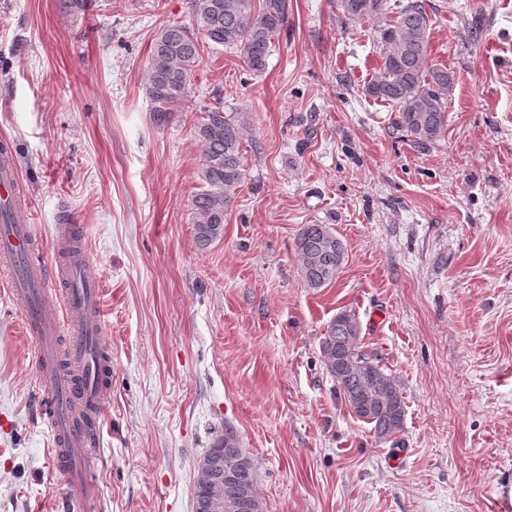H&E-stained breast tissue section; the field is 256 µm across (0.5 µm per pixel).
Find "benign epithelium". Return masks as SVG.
I'll use <instances>...</instances> for the list:
<instances>
[{
    "mask_svg": "<svg viewBox=\"0 0 512 512\" xmlns=\"http://www.w3.org/2000/svg\"><path fill=\"white\" fill-rule=\"evenodd\" d=\"M224 450H213L200 461L197 484L208 490L203 497L201 512H262L261 501L253 492L247 476L254 473V465L237 444L231 430L224 433ZM236 492L224 496V487Z\"/></svg>",
    "mask_w": 512,
    "mask_h": 512,
    "instance_id": "obj_1",
    "label": "benign epithelium"
}]
</instances>
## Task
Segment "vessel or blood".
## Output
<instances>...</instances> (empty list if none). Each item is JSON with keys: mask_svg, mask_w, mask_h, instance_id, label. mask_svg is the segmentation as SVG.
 I'll use <instances>...</instances> for the list:
<instances>
[{"mask_svg": "<svg viewBox=\"0 0 512 512\" xmlns=\"http://www.w3.org/2000/svg\"><path fill=\"white\" fill-rule=\"evenodd\" d=\"M19 175L0 167V202L15 199ZM81 230L59 225L56 251L64 264L46 262L36 233L19 208L0 225V272L35 343L37 396L47 419L51 457L63 474L75 512H90L99 497L93 452L99 420L111 398L112 357L101 315V282L85 256ZM61 294L65 314L51 306Z\"/></svg>", "mask_w": 512, "mask_h": 512, "instance_id": "b4317fda", "label": "vessel or blood"}]
</instances>
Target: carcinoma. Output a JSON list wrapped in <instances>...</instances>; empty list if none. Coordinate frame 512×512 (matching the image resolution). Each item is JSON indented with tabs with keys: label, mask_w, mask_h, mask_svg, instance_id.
<instances>
[{
	"label": "carcinoma",
	"mask_w": 512,
	"mask_h": 512,
	"mask_svg": "<svg viewBox=\"0 0 512 512\" xmlns=\"http://www.w3.org/2000/svg\"><path fill=\"white\" fill-rule=\"evenodd\" d=\"M348 17L374 22L380 50L379 75L365 92L395 108L394 131L428 150L445 136L448 94L453 75L448 69L427 66L431 19L419 0H339ZM190 26L168 24L155 35L145 92L158 122L182 111L191 81L206 46L236 50L254 75L267 68L274 39L288 23V0H191ZM196 136L202 146L201 186L193 195L196 238L206 245L222 232L224 215L245 179L242 164V121L221 103L201 109ZM295 250L300 275L311 289L333 281L345 261L346 247L328 224L301 225ZM321 354L335 360L328 371L346 405L379 438L396 436L403 429L404 400L400 390L379 395L365 408L360 401L375 384L395 382L382 359L362 346L361 326L351 312L330 321Z\"/></svg>",
	"instance_id": "carcinoma-1"
}]
</instances>
